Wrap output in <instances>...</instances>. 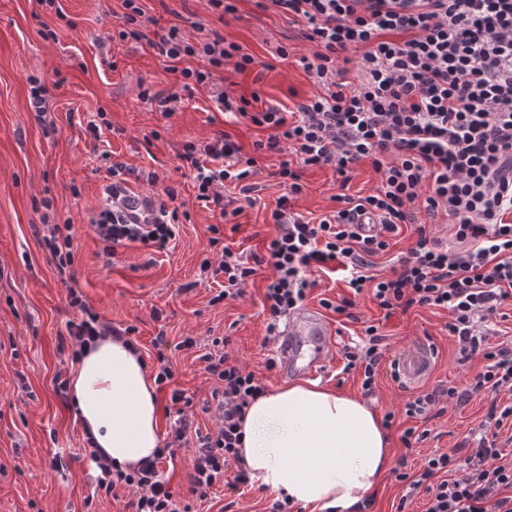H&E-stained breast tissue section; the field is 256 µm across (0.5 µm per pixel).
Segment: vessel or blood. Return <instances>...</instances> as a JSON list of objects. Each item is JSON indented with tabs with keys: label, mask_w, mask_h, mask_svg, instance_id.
Masks as SVG:
<instances>
[{
	"label": "vessel or blood",
	"mask_w": 512,
	"mask_h": 512,
	"mask_svg": "<svg viewBox=\"0 0 512 512\" xmlns=\"http://www.w3.org/2000/svg\"><path fill=\"white\" fill-rule=\"evenodd\" d=\"M331 343L329 328L313 310L304 309L286 321L277 338V366L281 375H318L324 368ZM437 365V354L429 344L404 349L391 362V370L406 385L425 380Z\"/></svg>",
	"instance_id": "obj_1"
}]
</instances>
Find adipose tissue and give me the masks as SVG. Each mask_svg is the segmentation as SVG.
<instances>
[{"mask_svg": "<svg viewBox=\"0 0 512 512\" xmlns=\"http://www.w3.org/2000/svg\"><path fill=\"white\" fill-rule=\"evenodd\" d=\"M69 394L93 448L113 467L131 470L160 448L155 382L124 340L107 336L85 346ZM242 431L251 480L310 512H350L387 466L378 415L312 381L267 390L247 408Z\"/></svg>", "mask_w": 512, "mask_h": 512, "instance_id": "1", "label": "adipose tissue"}]
</instances>
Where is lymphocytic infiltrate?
Listing matches in <instances>:
<instances>
[{
  "label": "lymphocytic infiltrate",
  "mask_w": 512,
  "mask_h": 512,
  "mask_svg": "<svg viewBox=\"0 0 512 512\" xmlns=\"http://www.w3.org/2000/svg\"><path fill=\"white\" fill-rule=\"evenodd\" d=\"M289 16L303 19V37L314 46L301 63L320 93L298 104V117L288 121L279 106L261 105L259 93L233 99L219 87L221 72H245L254 58L219 32L196 41L179 24H171L149 46L160 57L180 64V89L159 97L164 115L178 111L180 90L209 86L219 110L268 128L266 139L255 141L256 153L292 152L303 165L335 168L347 177L353 165L369 161L378 175L372 194L337 195L340 207L319 221L294 211L302 192L299 176L288 167L287 179L271 217L276 235L265 255L248 253L213 237L220 249L214 276L223 278L219 299L241 297L259 267L273 274L263 306L269 314L267 333L276 336L282 317L298 309L316 282L314 273L340 263L353 292L371 286L378 307H438L448 313L445 325L456 337L461 361H485L464 389L432 388L405 403L406 416L429 418L448 398L466 403L472 395L512 392V349L490 347L481 325L512 301V0H270ZM353 55L356 74L347 79L342 56ZM201 58L205 67L184 66ZM194 172L196 199L220 211L242 213L224 187L239 185L248 194V179L256 172L254 156L228 134L216 135L204 148L186 144L181 155ZM110 189L104 205L89 218L107 252L138 243L166 249L177 233L179 214L174 189L147 195L145 222L127 212L129 180L155 185V174L130 172L111 162ZM425 220H418L417 211ZM377 219L373 234L362 232L357 220L364 214ZM446 214L464 252L451 254L430 230L428 222ZM414 228L416 239L390 273H372L371 256L389 246L403 226ZM71 307L80 311L68 334L76 348L117 330L101 322L82 293L69 289ZM360 345L345 347V370L363 375L361 388L373 394L382 340L376 325L364 328ZM221 339L204 354V370L217 384L216 433L199 438L192 455L190 491L207 500L216 486L238 490L249 476L239 454L240 424L248 406L266 387L254 373L233 364L221 351ZM188 418H180L170 447L153 459L125 472L99 463L98 489L112 492L117 485L134 490L131 512H191L170 491L161 472L177 449L186 447ZM395 477L407 483L410 494H425V512H512V460L496 444L480 446L461 458L446 453L424 458L417 473L397 468Z\"/></svg>",
  "instance_id": "obj_1"
}]
</instances>
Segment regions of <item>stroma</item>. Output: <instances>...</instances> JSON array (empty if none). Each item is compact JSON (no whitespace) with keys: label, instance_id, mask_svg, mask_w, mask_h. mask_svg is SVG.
<instances>
[{"label":"stroma","instance_id":"stroma-1","mask_svg":"<svg viewBox=\"0 0 512 512\" xmlns=\"http://www.w3.org/2000/svg\"><path fill=\"white\" fill-rule=\"evenodd\" d=\"M53 12L38 0H0V512H126L133 493L116 488L106 495L96 488L98 469L84 430L63 388L74 361L67 323L78 312L70 307L69 287L83 292L101 321L116 328L135 327L131 340L150 373L159 364L153 341L165 332L166 351L175 371V386L193 399L189 414L193 430L215 432L214 414L203 413L215 383L204 371L202 356L216 337H227L224 350L246 370L255 372L266 388L284 385L278 371L268 369L276 344L268 339L263 292L272 271L261 267L243 297L216 301L217 287L203 262H217L219 250L210 243L211 225H220L228 242L264 254L274 236L270 213L283 188L276 172L288 162L300 176L302 193L296 212L318 219L337 207L339 181L332 168L300 164L295 154L266 155L251 178L256 203L236 218L232 231L215 209L195 199L193 174L179 155L186 143L202 145L217 133L251 149L267 131L251 123H235L218 110L210 88L180 91L176 73L146 42L113 41L122 12L121 0H59ZM157 29L202 24L238 43L256 60L246 73L227 71L224 90L233 98L258 92L264 102L295 110L317 96L318 87L300 62L312 45L302 37L304 22L277 8H260L257 0H238L236 14L218 16L206 0H144ZM288 51L280 58L277 48ZM46 88L47 109L36 115L30 106L29 76ZM165 94L180 91L178 112L165 116L157 102L142 99L141 89ZM113 158L136 170L157 172L155 193L171 187L187 220L169 248L157 253L137 243L119 249L104 264L103 244L86 226L88 213L102 203V188L111 180L100 157ZM51 207H44V200ZM72 221L73 277L60 275L43 237L52 224ZM305 308L320 311L332 332V349L322 386L364 397L378 414L394 413L389 438L388 472L372 491L369 512H395L406 492L393 474L400 463L416 468L433 452L470 454L479 439V425L491 403H512V393L497 399L475 396L462 405L448 402L445 411L423 421L404 414L411 394L390 374L389 362L400 350L431 343L438 364L426 387L444 384L464 388L481 369V358L462 364L457 343L448 336L446 311L439 308L395 310L385 315L368 292L352 295L342 269L317 275ZM353 297L355 323H340L336 313L321 309V299ZM377 325L384 340L375 392L364 396L359 373L342 371L341 350L360 334L363 323ZM198 345L178 349L183 337ZM428 430L413 450L404 448L406 429ZM274 495L258 484L242 494L212 497L194 504V512H265Z\"/></svg>","mask_w":512,"mask_h":512}]
</instances>
